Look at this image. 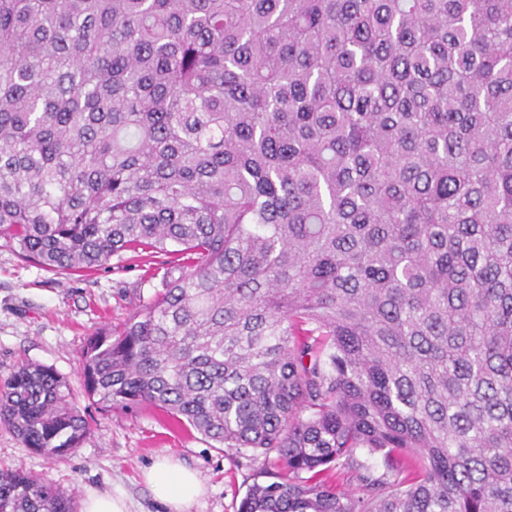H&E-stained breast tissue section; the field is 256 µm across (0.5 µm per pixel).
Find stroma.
<instances>
[{
  "mask_svg": "<svg viewBox=\"0 0 512 512\" xmlns=\"http://www.w3.org/2000/svg\"><path fill=\"white\" fill-rule=\"evenodd\" d=\"M155 262L125 254L98 270L57 274L23 260L0 237V378L21 364L49 366L77 394L90 430L62 460L25 448L0 426V467L20 468L48 480L82 505L92 492L123 494L130 512H168L144 481V472L167 455L199 472L205 494L190 512H238L254 482H267L250 457L217 447L166 412L140 406L104 411L83 397L79 360L89 336L119 328L160 287Z\"/></svg>",
  "mask_w": 512,
  "mask_h": 512,
  "instance_id": "stroma-1",
  "label": "stroma"
}]
</instances>
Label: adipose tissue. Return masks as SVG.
<instances>
[{
	"mask_svg": "<svg viewBox=\"0 0 512 512\" xmlns=\"http://www.w3.org/2000/svg\"><path fill=\"white\" fill-rule=\"evenodd\" d=\"M144 479L169 512H189L205 492L197 471L165 456L154 462L145 472Z\"/></svg>",
	"mask_w": 512,
	"mask_h": 512,
	"instance_id": "obj_1",
	"label": "adipose tissue"
}]
</instances>
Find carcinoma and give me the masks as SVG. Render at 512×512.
Listing matches in <instances>:
<instances>
[{
    "label": "carcinoma",
    "mask_w": 512,
    "mask_h": 512,
    "mask_svg": "<svg viewBox=\"0 0 512 512\" xmlns=\"http://www.w3.org/2000/svg\"><path fill=\"white\" fill-rule=\"evenodd\" d=\"M2 236L167 257L83 390L263 457L238 512H512V0H0ZM0 425L89 433L39 364ZM0 512L75 510L1 468Z\"/></svg>",
    "instance_id": "1"
}]
</instances>
